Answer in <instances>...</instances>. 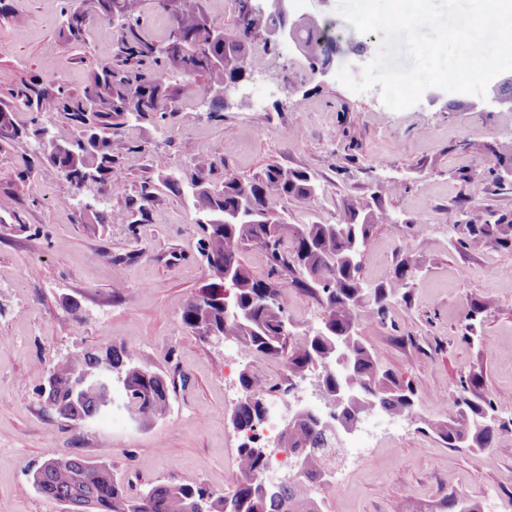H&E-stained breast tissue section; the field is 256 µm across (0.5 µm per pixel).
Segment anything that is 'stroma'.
<instances>
[{
  "instance_id": "obj_1",
  "label": "stroma",
  "mask_w": 512,
  "mask_h": 512,
  "mask_svg": "<svg viewBox=\"0 0 512 512\" xmlns=\"http://www.w3.org/2000/svg\"><path fill=\"white\" fill-rule=\"evenodd\" d=\"M0 12V104L22 127L41 124L60 140L76 130L59 115L17 106L13 94L31 79L83 91L92 70L123 68L118 29L90 20L84 43L60 39L63 0H6ZM337 0H294V15L334 20L363 50L341 63L353 77L375 56L380 37L341 19ZM262 71L243 90L252 108L225 106L210 117L201 79H170L173 110L166 123L130 122L113 129L127 144L115 157L122 185L76 189L31 140L0 146V512H62L32 486L48 453L97 460L98 441L130 493L152 484H201L229 493L237 479L241 433L230 423L242 372L285 385L282 360L255 356L230 361L231 345L205 342L181 323L198 288L210 280L199 250L204 237L189 194L162 183L163 171L190 178L198 160L219 152L211 182L232 174L250 181L273 165L299 169L318 182L316 198L273 203L286 223L332 224L345 201L378 208L392 223L374 225L363 258L371 284H388L399 265L415 276L408 301L389 307L386 322L364 319L356 332L382 365L418 395L415 419L385 418L378 430L346 443L333 483L315 495L325 512H441L464 494L482 512H505L512 499V433L491 452L448 447L422 423L440 419L437 398L462 379L480 375L484 392L512 415V249L470 237L480 224L512 215V105L487 97L427 89L403 111L387 108L380 87L355 92L336 76H320L304 55L249 39ZM150 201H143V194ZM103 209L137 212L134 224H99L83 211L88 199ZM288 314L299 325L321 322L317 298L290 271L277 280ZM483 309L477 340L464 336L471 303ZM80 326H73V317ZM125 349L162 372L172 406L142 423L109 410L76 424L46 412L39 392L52 365L82 350Z\"/></svg>"
}]
</instances>
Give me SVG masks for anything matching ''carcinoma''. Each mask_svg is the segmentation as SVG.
Listing matches in <instances>:
<instances>
[{
	"mask_svg": "<svg viewBox=\"0 0 512 512\" xmlns=\"http://www.w3.org/2000/svg\"><path fill=\"white\" fill-rule=\"evenodd\" d=\"M67 2L59 36L78 44L85 40L90 18L117 22L118 52L128 65L123 70L104 66L92 72L80 95L37 81L16 93L17 101L28 111L57 113L78 131L74 139L62 142L56 150L48 143L47 127L36 124L26 133L33 142L34 155L43 156L78 188L89 182H106L115 192L121 189L113 178L112 128L165 115L171 102L166 86L169 73L203 77L202 96L210 98L212 110L218 112L224 109V99L216 91L258 69L256 57L248 54L242 41L226 45L211 40L213 26L191 0H162L165 7L176 4L165 39L170 46L166 55L156 52V42L146 38L137 26L139 0ZM301 38L312 62L340 48L341 36L323 20L308 22ZM147 63L155 65L150 74L141 72ZM20 135L13 112L0 107V144ZM163 183L173 193L190 188L196 223L206 225L201 255L211 278L186 304L182 324L204 341L219 335L246 356L280 358L288 378L318 377L325 393L347 391L352 395L351 403L337 427L327 426L324 415L307 406L288 424L282 435L288 439V452L301 453L302 469L291 482L275 488L264 486L270 461L260 433L265 399L248 372L241 374L243 396L234 406L230 422L237 431L251 435L237 448L239 478L230 494L217 495L201 485L180 484L154 485L132 496L108 461H88L56 452L48 454L32 473V485L61 505L63 512H324V501L313 494V488L329 481L336 469V456L328 449L341 447L343 427H354L364 415L376 411L409 417L416 406L413 386L383 368L356 334L360 319H385L389 297H408L413 273L405 266L396 271L397 282L392 288L373 287L362 276V258L371 230L376 224L391 222V217L382 210L346 201L334 224H287L270 203L279 198L308 203L317 194V184L306 172L282 166L268 167L253 181L228 175L216 185L207 178L206 165L199 163L189 185L171 174L164 175ZM465 227L473 237L512 247V223L503 217L493 224L468 220ZM288 238L293 242L289 254L281 250ZM247 247L266 252L269 273L287 269L299 274L296 284L318 298L324 308L320 324H294L290 334H282L283 317L288 312L280 290L272 281L257 279L246 270L240 254ZM223 265L237 269L233 288L224 287ZM107 365L112 366L113 374L122 376L118 386L82 383L85 375ZM49 378L54 399L46 409L72 422L97 416L115 397L145 422L164 417L170 408L167 377L115 347L103 354L76 352L54 364ZM481 386L477 376L461 382L448 397L444 418L425 422L448 447L464 443L485 451L499 434L512 432V417H502ZM443 508L481 512L466 496L450 497Z\"/></svg>",
	"mask_w": 512,
	"mask_h": 512,
	"instance_id": "obj_1",
	"label": "carcinoma"
}]
</instances>
